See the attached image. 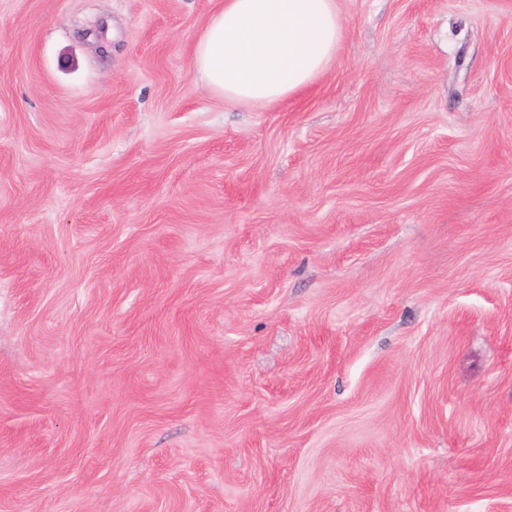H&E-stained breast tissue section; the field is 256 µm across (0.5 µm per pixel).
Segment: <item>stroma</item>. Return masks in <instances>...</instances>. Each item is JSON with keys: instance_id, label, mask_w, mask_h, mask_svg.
I'll list each match as a JSON object with an SVG mask.
<instances>
[{"instance_id": "35a3bbf8", "label": "stroma", "mask_w": 512, "mask_h": 512, "mask_svg": "<svg viewBox=\"0 0 512 512\" xmlns=\"http://www.w3.org/2000/svg\"><path fill=\"white\" fill-rule=\"evenodd\" d=\"M219 3L0 0V512H512V0L264 108Z\"/></svg>"}]
</instances>
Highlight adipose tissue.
I'll use <instances>...</instances> for the list:
<instances>
[{
    "label": "adipose tissue",
    "mask_w": 512,
    "mask_h": 512,
    "mask_svg": "<svg viewBox=\"0 0 512 512\" xmlns=\"http://www.w3.org/2000/svg\"><path fill=\"white\" fill-rule=\"evenodd\" d=\"M342 34L337 0H224L197 40L193 67L225 103L266 106L325 72Z\"/></svg>",
    "instance_id": "adipose-tissue-1"
}]
</instances>
